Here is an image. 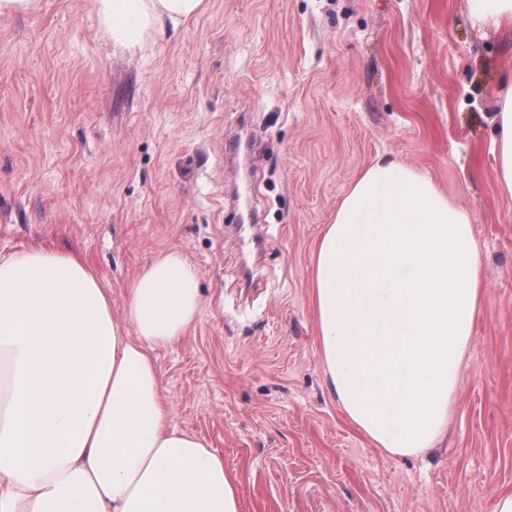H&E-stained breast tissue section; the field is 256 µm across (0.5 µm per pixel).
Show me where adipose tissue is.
Masks as SVG:
<instances>
[{"instance_id": "obj_1", "label": "adipose tissue", "mask_w": 512, "mask_h": 512, "mask_svg": "<svg viewBox=\"0 0 512 512\" xmlns=\"http://www.w3.org/2000/svg\"><path fill=\"white\" fill-rule=\"evenodd\" d=\"M115 47L144 51L207 0H96ZM472 25L512 29V0H468ZM495 179L512 198V77L494 92ZM471 213L424 171L380 155L348 185L312 257L327 387L396 455L448 429L484 311ZM202 314L197 274L167 251L122 316L79 253L0 256V512H239L224 457L174 422L154 352Z\"/></svg>"}]
</instances>
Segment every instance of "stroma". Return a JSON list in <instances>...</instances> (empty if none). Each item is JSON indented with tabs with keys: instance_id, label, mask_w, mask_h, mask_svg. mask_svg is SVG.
I'll list each match as a JSON object with an SVG mask.
<instances>
[{
	"instance_id": "stroma-1",
	"label": "stroma",
	"mask_w": 512,
	"mask_h": 512,
	"mask_svg": "<svg viewBox=\"0 0 512 512\" xmlns=\"http://www.w3.org/2000/svg\"><path fill=\"white\" fill-rule=\"evenodd\" d=\"M512 40L468 0H208L147 51H116L92 0L0 16V256L70 249L125 308L176 249L200 320L157 349L176 424L237 479L240 512H493L512 491V199L494 189L492 86ZM246 129L248 172L225 166ZM420 168L474 217L486 306L444 440L387 453L325 384L311 257L377 155ZM264 241L245 291L234 226Z\"/></svg>"
}]
</instances>
